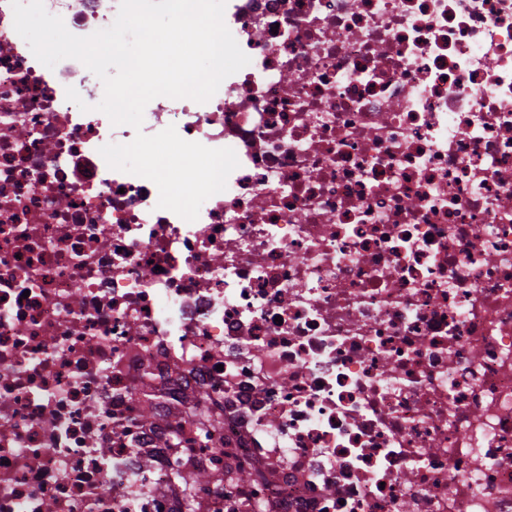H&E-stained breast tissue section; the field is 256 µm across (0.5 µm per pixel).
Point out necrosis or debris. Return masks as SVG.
Instances as JSON below:
<instances>
[{
    "instance_id": "1",
    "label": "necrosis or debris",
    "mask_w": 512,
    "mask_h": 512,
    "mask_svg": "<svg viewBox=\"0 0 512 512\" xmlns=\"http://www.w3.org/2000/svg\"><path fill=\"white\" fill-rule=\"evenodd\" d=\"M224 20L250 64L137 130L0 0V512H512V0ZM170 125L239 160L192 222L99 153Z\"/></svg>"
}]
</instances>
